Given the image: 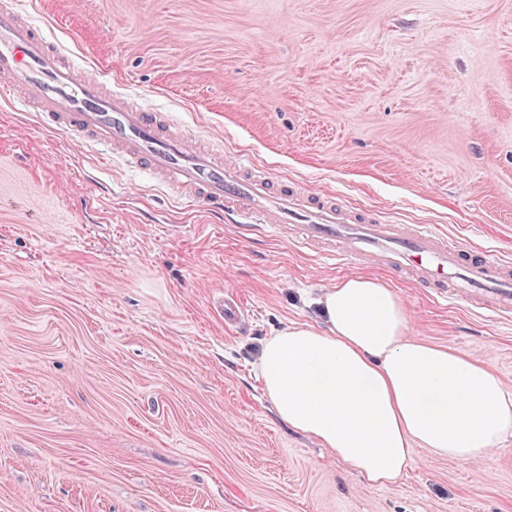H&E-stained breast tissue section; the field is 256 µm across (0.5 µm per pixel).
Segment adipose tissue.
Listing matches in <instances>:
<instances>
[{"mask_svg": "<svg viewBox=\"0 0 512 512\" xmlns=\"http://www.w3.org/2000/svg\"><path fill=\"white\" fill-rule=\"evenodd\" d=\"M324 323L269 337L259 378L289 427L374 485L394 482L413 447L458 461L512 436V392L486 361L409 338L408 313L379 277L339 281L315 301Z\"/></svg>", "mask_w": 512, "mask_h": 512, "instance_id": "obj_1", "label": "adipose tissue"}]
</instances>
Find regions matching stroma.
<instances>
[{
  "label": "stroma",
  "instance_id": "stroma-1",
  "mask_svg": "<svg viewBox=\"0 0 512 512\" xmlns=\"http://www.w3.org/2000/svg\"><path fill=\"white\" fill-rule=\"evenodd\" d=\"M89 72L273 176L512 261V0H22ZM241 234L0 99V512H512V438L374 486L281 422L263 342L377 275ZM512 389V321L387 275ZM238 297L244 328L211 308Z\"/></svg>",
  "mask_w": 512,
  "mask_h": 512
}]
</instances>
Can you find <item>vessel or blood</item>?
Listing matches in <instances>:
<instances>
[{"label":"vessel or blood","instance_id":"obj_1","mask_svg":"<svg viewBox=\"0 0 512 512\" xmlns=\"http://www.w3.org/2000/svg\"><path fill=\"white\" fill-rule=\"evenodd\" d=\"M0 96L81 145L121 156L188 207L233 216L248 229L295 228L300 247H325L330 261L375 263L442 300L512 317V263L448 242L426 224L386 223L374 210L347 207L335 196L255 170L243 157L228 159L202 146L178 132L167 113L83 74L19 0H0Z\"/></svg>","mask_w":512,"mask_h":512}]
</instances>
